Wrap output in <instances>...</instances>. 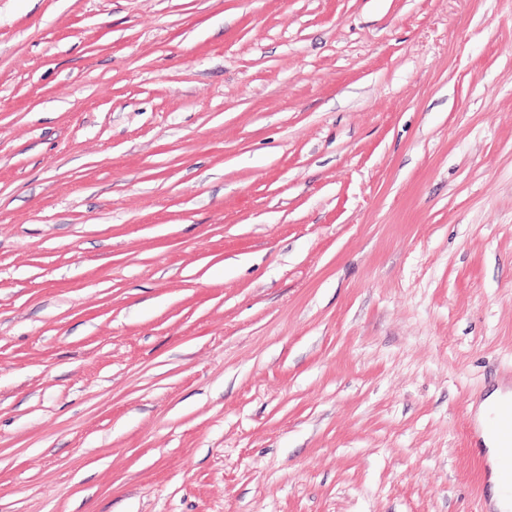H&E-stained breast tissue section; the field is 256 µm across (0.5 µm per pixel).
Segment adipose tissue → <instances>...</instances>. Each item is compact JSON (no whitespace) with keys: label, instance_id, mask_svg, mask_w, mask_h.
Returning a JSON list of instances; mask_svg holds the SVG:
<instances>
[{"label":"adipose tissue","instance_id":"1","mask_svg":"<svg viewBox=\"0 0 512 512\" xmlns=\"http://www.w3.org/2000/svg\"><path fill=\"white\" fill-rule=\"evenodd\" d=\"M512 410V395L494 392L481 404L479 418L482 422L481 438L486 448V460L490 468L492 502L499 512H512V489L500 480L501 460L503 458L502 442L492 428L494 416Z\"/></svg>","mask_w":512,"mask_h":512}]
</instances>
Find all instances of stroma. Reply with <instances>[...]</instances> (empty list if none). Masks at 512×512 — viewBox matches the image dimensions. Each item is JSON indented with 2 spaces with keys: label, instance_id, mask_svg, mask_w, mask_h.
I'll return each instance as SVG.
<instances>
[{
  "label": "stroma",
  "instance_id": "obj_1",
  "mask_svg": "<svg viewBox=\"0 0 512 512\" xmlns=\"http://www.w3.org/2000/svg\"><path fill=\"white\" fill-rule=\"evenodd\" d=\"M512 0H0V512H492Z\"/></svg>",
  "mask_w": 512,
  "mask_h": 512
}]
</instances>
